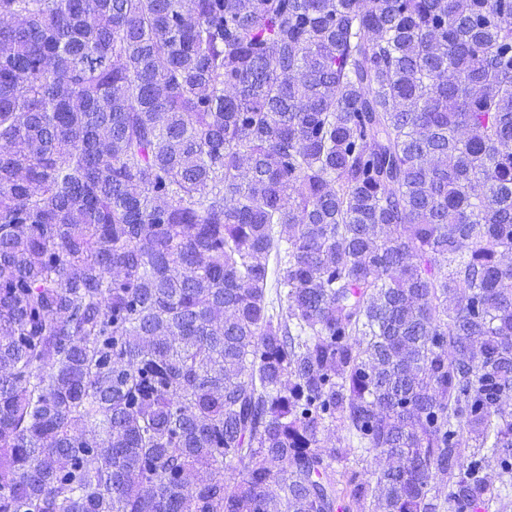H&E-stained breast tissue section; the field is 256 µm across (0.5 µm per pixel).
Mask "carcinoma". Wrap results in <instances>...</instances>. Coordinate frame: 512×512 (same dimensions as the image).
<instances>
[{
    "instance_id": "1",
    "label": "carcinoma",
    "mask_w": 512,
    "mask_h": 512,
    "mask_svg": "<svg viewBox=\"0 0 512 512\" xmlns=\"http://www.w3.org/2000/svg\"><path fill=\"white\" fill-rule=\"evenodd\" d=\"M510 482L512 0H0V512ZM347 449L348 455L346 459L338 463L336 462L334 465L336 467V480L340 481L341 485L345 483L351 472L355 471L364 474L367 471L370 473L375 469V460L372 455H367L357 448Z\"/></svg>"
}]
</instances>
